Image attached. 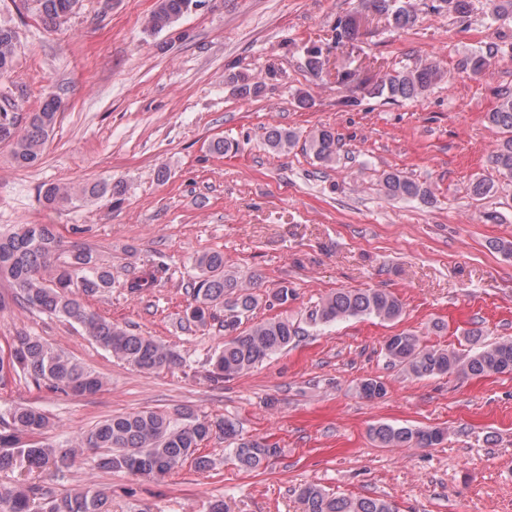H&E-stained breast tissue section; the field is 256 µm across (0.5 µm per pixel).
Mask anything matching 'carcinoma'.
Wrapping results in <instances>:
<instances>
[{"mask_svg":"<svg viewBox=\"0 0 512 512\" xmlns=\"http://www.w3.org/2000/svg\"><path fill=\"white\" fill-rule=\"evenodd\" d=\"M39 17L60 25L73 14L79 0H35ZM366 14L385 15L397 29H408L417 16L397 0H360ZM197 6V0H157L148 16L145 29L156 34L172 27L185 13ZM438 8L465 18L469 0H439ZM337 37L354 40L359 35L357 17L339 22ZM22 53V43L15 28L0 24V80L14 71ZM491 55L474 52L466 59V68L474 75L490 65ZM443 78L440 68L420 63L385 75L373 89L377 95L394 100L417 102ZM61 100L50 96L37 112H18L16 99H0V144L10 149L13 162L21 168L34 167L43 158L45 147L57 123ZM489 123L502 135L490 157L499 172L512 175V92L499 97V104L488 114ZM266 146L287 153L299 142L291 130L271 127L264 133ZM339 139L329 129L312 132L304 142L305 150L325 164L336 162ZM382 188L393 199H425L427 188L402 175L387 172ZM120 185L106 181L78 186L56 184L42 195L46 205L55 208L106 194L118 195ZM473 197L483 199L496 193L495 183L478 178L471 183ZM62 242L52 224H18L9 233L0 232V279L14 289V301L42 313L63 317L83 328L96 344L113 357L140 373L151 375L182 365L183 359L165 344L150 336L136 333L93 312L85 299L112 287V272L97 266L91 250L75 248L60 259ZM198 274L186 288L191 302L183 311L181 328L204 329L217 323L224 332V345L210 360L208 377L213 381L237 378L271 356L288 349L298 336L295 325L283 317H273L242 330L243 319L258 305L254 288L261 276L254 274L243 284L224 271V255L206 252L195 259ZM156 273L145 269L127 280L124 288L139 294L155 284ZM293 299V289L283 284L267 295L270 306H283ZM402 313V303L380 288L355 290L340 288L326 296L310 314L315 325H327L359 317H376L394 321ZM389 364L415 378L464 373L472 376L512 373V340L487 344L474 351L426 345L413 332H402L384 343ZM23 374L39 388L65 396L97 393L104 380L74 357L60 352L39 337L20 332L12 337L7 353L0 352V384ZM386 385L378 378H366L358 386L359 395L367 400L385 396ZM49 425L47 415L37 407L18 405L0 416V472L39 473L50 466L60 472L72 466L78 448H105L98 467L125 471L151 481H162L187 461L198 470H208L213 460L200 454L201 445L214 435L224 436L229 455L246 471L260 469L280 448L266 438L245 437L238 422L198 416L188 408L172 413L143 410L114 415L82 434L76 448H56L49 444L28 442L26 438L41 434ZM372 438L384 448L432 447L443 439V431L432 427L394 426L378 423L371 427ZM303 512H394L384 498L335 496L322 486L306 484L299 489ZM0 512H109L108 496L92 487L75 488L57 495L48 486L26 480L0 482Z\"/></svg>","mask_w":512,"mask_h":512,"instance_id":"1","label":"carcinoma"}]
</instances>
